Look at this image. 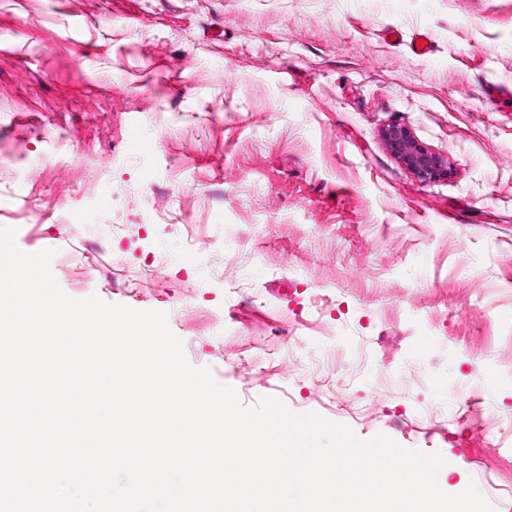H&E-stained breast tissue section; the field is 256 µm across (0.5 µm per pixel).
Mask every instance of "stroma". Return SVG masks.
<instances>
[{"instance_id":"obj_1","label":"stroma","mask_w":512,"mask_h":512,"mask_svg":"<svg viewBox=\"0 0 512 512\" xmlns=\"http://www.w3.org/2000/svg\"><path fill=\"white\" fill-rule=\"evenodd\" d=\"M491 85L512 0H0V227L69 297L166 313L243 407L440 454L442 491L512 512V374L464 381L512 359ZM392 124L447 176L405 168ZM383 138L391 154L419 179L432 181L447 174L442 159L421 145L407 128L390 125L384 129Z\"/></svg>"}]
</instances>
